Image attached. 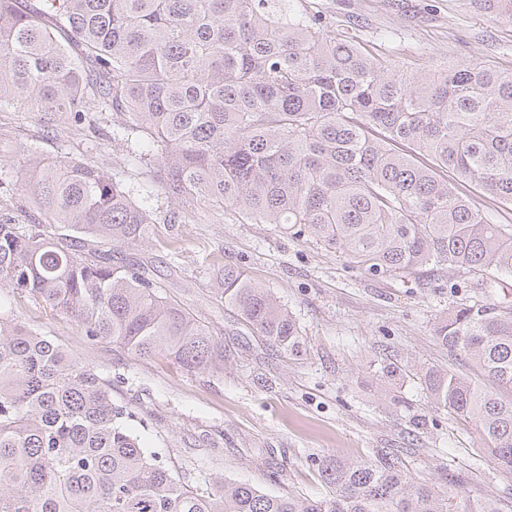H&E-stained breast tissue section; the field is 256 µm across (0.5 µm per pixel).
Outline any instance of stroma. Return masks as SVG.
I'll return each mask as SVG.
<instances>
[{
    "label": "stroma",
    "instance_id": "stroma-1",
    "mask_svg": "<svg viewBox=\"0 0 512 512\" xmlns=\"http://www.w3.org/2000/svg\"><path fill=\"white\" fill-rule=\"evenodd\" d=\"M290 3L409 73L434 62L512 69V24L490 21L473 0ZM108 131L102 117L72 133L64 120L51 125L35 112L0 111V168L19 172L31 149L122 167L134 193L150 195L157 229L140 243L115 247L114 255L152 264L168 295L217 330L223 369L186 372L164 358L130 359L10 288H0V314L110 375L112 396L132 413L135 433L191 482L222 474L270 494L322 497L328 489L319 460H369L377 449L399 448L415 478L453 476L471 501H512V479L483 458L470 426L433 410L417 383L396 384L383 374L390 364L467 371L434 335L440 313L467 296L466 288H449L443 270L419 280L371 276L271 224L231 217L169 222L173 204ZM218 264L240 266L275 292L301 327L304 354L291 357L262 340L216 297L210 268Z\"/></svg>",
    "mask_w": 512,
    "mask_h": 512
}]
</instances>
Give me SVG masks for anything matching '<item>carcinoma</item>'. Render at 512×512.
Segmentation results:
<instances>
[{
  "mask_svg": "<svg viewBox=\"0 0 512 512\" xmlns=\"http://www.w3.org/2000/svg\"><path fill=\"white\" fill-rule=\"evenodd\" d=\"M512 23V0H476ZM190 218L273 224L378 277L435 266L471 275L435 336L485 378L397 366L437 410L470 425L512 473V225L488 224L459 185L512 206V71L470 63L407 74L394 60L288 13L285 0H0V110L81 127L87 105ZM32 210L0 206V288L74 319L92 342L186 371L224 367V342L164 294L154 267L112 262L153 212L103 162L27 155ZM212 286L290 356L296 319L237 267ZM112 378L0 316V512H505L470 507L455 480L420 481L393 449L318 463L325 497L260 491L222 475L185 482L130 428Z\"/></svg>",
  "mask_w": 512,
  "mask_h": 512,
  "instance_id": "1",
  "label": "carcinoma"
}]
</instances>
